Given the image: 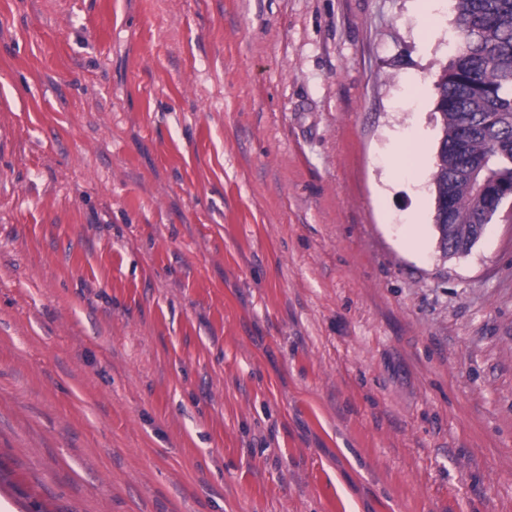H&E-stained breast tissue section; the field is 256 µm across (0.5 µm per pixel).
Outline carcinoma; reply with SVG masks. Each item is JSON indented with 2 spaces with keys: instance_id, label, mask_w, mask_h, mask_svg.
Listing matches in <instances>:
<instances>
[{
  "instance_id": "carcinoma-1",
  "label": "carcinoma",
  "mask_w": 512,
  "mask_h": 512,
  "mask_svg": "<svg viewBox=\"0 0 512 512\" xmlns=\"http://www.w3.org/2000/svg\"><path fill=\"white\" fill-rule=\"evenodd\" d=\"M458 47L435 84L442 121L432 183L451 197L454 237L467 241L473 221L492 205L479 185L512 182V0H456ZM477 132L457 149L464 123ZM476 163V183L460 181L465 159Z\"/></svg>"
}]
</instances>
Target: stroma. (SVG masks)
<instances>
[{"label":"stroma","mask_w":512,"mask_h":512,"mask_svg":"<svg viewBox=\"0 0 512 512\" xmlns=\"http://www.w3.org/2000/svg\"><path fill=\"white\" fill-rule=\"evenodd\" d=\"M440 14L0 0L12 512H512V220L437 247ZM390 153L396 171H405L411 175L424 158L425 147L421 138L408 140L396 135L391 141Z\"/></svg>","instance_id":"stroma-1"}]
</instances>
